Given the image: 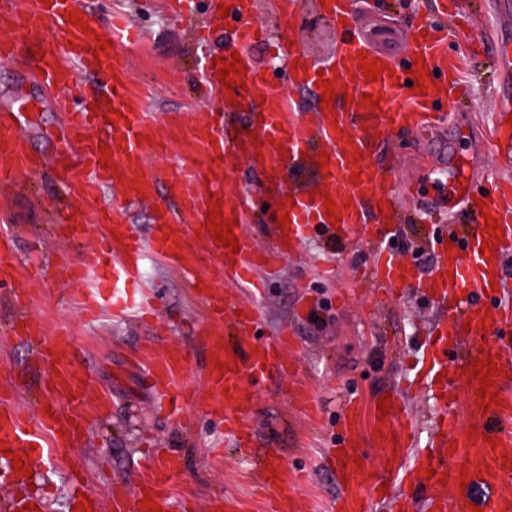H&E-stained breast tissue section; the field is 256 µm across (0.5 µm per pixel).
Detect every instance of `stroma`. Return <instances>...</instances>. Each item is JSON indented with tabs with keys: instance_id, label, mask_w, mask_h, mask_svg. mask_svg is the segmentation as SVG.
Masks as SVG:
<instances>
[{
	"instance_id": "stroma-1",
	"label": "stroma",
	"mask_w": 512,
	"mask_h": 512,
	"mask_svg": "<svg viewBox=\"0 0 512 512\" xmlns=\"http://www.w3.org/2000/svg\"><path fill=\"white\" fill-rule=\"evenodd\" d=\"M78 2L85 17L100 27H107L109 15L118 10L142 30L143 41L128 49L124 62L132 85L149 86L148 109L154 119L169 127L170 144L156 163L172 168L181 158L179 140L190 130L193 113L230 106L203 81V49L193 31L212 24L211 46L221 49L233 23L213 22L209 0H196L191 20L184 22L169 17L166 0ZM410 9V0H355L354 29L361 34L374 25L386 27V40L376 41L374 47L400 61ZM254 20L272 36L296 42L315 59H325L336 48V31L320 12L318 0H298L291 19L278 14L273 0H257ZM51 42L49 31L32 35L21 62L0 64V112L27 111L33 121L25 133L27 146L45 156L53 149V133L64 129L50 93L32 81L39 63L34 51L50 48ZM444 49L457 66L459 84L471 91L466 110L442 99L438 109L447 116L443 126L424 133H394L370 147L367 161L390 172L405 213L418 212L421 200L431 199L456 225L465 218L454 208L452 187L441 177L428 143L437 140L449 146L460 156L466 175L481 187L490 177L512 176V166L481 146L495 103L483 47L450 35ZM70 218L63 190L49 170H21L16 178L0 180V242L12 251L17 276L33 282L27 309L47 331L70 334L77 363L93 392L110 400L108 414L85 429L69 456L38 460L34 488L47 496L50 512H68L70 459L80 462L87 490L104 499L115 487H136L149 450L161 448L174 457L179 470L169 490L171 512L182 507L207 512L210 497L217 493L231 495L238 512H263L245 480L256 470L255 459L229 446L222 460L211 459L204 449L217 427L203 404L192 408L198 418L195 431L183 432L158 412L139 370L130 364L142 341L162 334L163 345L192 350L187 382L197 396H204L200 374L205 356L197 349L196 338L207 315L188 282L163 262L149 259L145 276L157 302L153 324L109 316L88 322L77 303L80 286L68 282L65 266L90 261L98 234L93 230L84 237L62 239L60 228ZM369 259L368 248L355 242L328 236L305 241L268 275L265 295L254 301L261 339H275L285 330L291 334L284 353L288 371L256 391L247 424L256 447L276 450L289 467L305 474L304 485L295 492L294 512H328L330 500L344 492L330 450L336 445L340 414L349 396H358L367 405L394 395L423 430L433 411L429 393L409 391L408 385L423 359L426 334L439 308L415 289L383 295L368 281L356 280V266L367 265ZM17 311L8 286L0 284V387H16L17 406L33 413L49 399V373L37 362L32 345L8 335ZM296 382L316 396L323 413L320 424L310 422L305 409L287 393V386Z\"/></svg>"
}]
</instances>
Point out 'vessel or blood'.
I'll return each mask as SVG.
<instances>
[{
  "instance_id": "obj_1",
  "label": "vessel or blood",
  "mask_w": 512,
  "mask_h": 512,
  "mask_svg": "<svg viewBox=\"0 0 512 512\" xmlns=\"http://www.w3.org/2000/svg\"><path fill=\"white\" fill-rule=\"evenodd\" d=\"M228 16L235 20L230 49L219 53L218 63L208 66L210 83L219 84V66L239 57L241 72L230 74L232 90L238 98L243 118L230 121L224 114L208 111L194 115L193 138L200 154H186L170 174L153 166L150 155L165 151L166 139L145 136L151 119L145 110V93L130 87L126 72L116 61L123 49L134 46L139 33L128 22L112 24L107 50H100V31L95 24L79 27L72 23L80 9L76 0H34L26 20L16 11L0 12V29L10 31L0 40V60L14 58L22 46L20 34L49 29L54 40L64 46L67 56L54 50L42 53L40 83L52 93L57 111L62 112L66 132L57 141L49 160L59 180L68 188L76 204L94 207L104 189L133 191L136 198L153 205L149 238H141L120 205H113L112 219L106 225L96 253L102 277L112 282L113 313L145 315L152 307L143 290H129V283L140 277L145 253L171 268L187 274L197 299L205 306L208 326L198 338L206 353L203 371L209 414L238 447L252 445L246 425L253 404V393L273 375L284 372L283 350L288 335L268 342L258 338L260 320L251 302L265 287L261 270L276 265L290 247L326 232L347 239L359 235L370 241L371 230H391L396 222L392 206L394 193L387 189L384 173L366 160L374 141L401 129H418L428 124L439 98L446 96L457 73L441 51L434 26L414 18L407 42L406 65L377 58L368 46L352 34L354 0H324L322 13L340 32L342 39L333 57L319 62L305 50L278 44L287 64L292 88L312 93L314 111H289L285 95L272 83L266 68L255 64L249 52L252 44L265 41L266 30L254 23L255 0H224ZM487 69L503 88L496 102L493 122L485 145L503 158L512 157V42L503 34L490 41ZM378 61L377 79L365 76L362 61ZM423 67L422 92L412 94L407 107L396 99L408 73ZM101 74L106 84L105 101L98 109L89 102L74 104L71 90L78 83L79 71ZM332 82L331 105H323L319 80ZM328 154L322 169L323 183L313 190L288 189L281 175L288 166L303 159H319ZM250 158L260 175L255 195L266 198L274 217L273 237L266 248H258L244 230L253 209V197L227 192L224 185L229 159ZM0 156L22 158L25 167H34L25 149V140L15 134L0 138ZM448 177L454 193L471 209L474 232L448 230L446 225L430 227V244L437 262L434 270L421 274L415 263H407L388 246L372 255L368 275L378 290L417 288L430 294L442 314L435 321L434 337L422 365L424 377L440 394L441 406L432 424L427 449L411 469H404L403 458L411 445L409 427L398 423V402H391L384 418L374 420V440L381 453L379 464H391L404 472L402 499L423 495L427 512H448L461 486L460 478L480 476L491 493L480 504L481 512H512V394L506 386L512 381V306L503 304L498 285L506 274L499 259L512 251V181L494 183L484 197L474 194V185L456 158L448 160ZM165 184V196H158V184ZM222 205L223 219H237L233 233L239 252H231L216 242L207 221L212 202ZM334 203V214H327V203ZM287 223H280V216ZM501 225V237H493L486 227L488 218ZM221 278L248 288L250 298L224 295L213 286L210 269ZM233 331L234 342L224 338ZM18 337L39 338L40 361L47 368L50 392L65 403V410H40L29 420L0 396V486L14 488L24 474L14 471V459L32 463L33 446L49 444L51 451L64 453L81 433L82 425L95 413L88 399L89 380L75 361L70 336L45 335L41 325L23 317L13 328ZM491 336L485 353L496 356L498 370L492 376L499 401L490 409L479 404L481 380L470 360H456L455 350L465 335ZM224 370H217V363ZM190 360L181 350L145 345L138 366L157 399L174 408L186 404L187 372ZM462 390L469 425L458 433L453 389ZM340 454L346 486L358 489V496H338L332 512H370V501L378 496V486L361 491L360 471L353 465L360 445V404L348 401L342 412ZM258 492L265 497V512H291L292 492L299 477L272 449H260ZM177 470L172 459L153 463L133 492L114 491L112 512H146L149 503L164 505L167 491Z\"/></svg>"
}]
</instances>
